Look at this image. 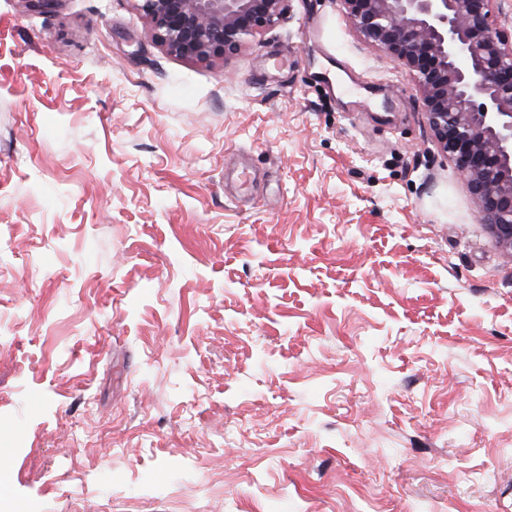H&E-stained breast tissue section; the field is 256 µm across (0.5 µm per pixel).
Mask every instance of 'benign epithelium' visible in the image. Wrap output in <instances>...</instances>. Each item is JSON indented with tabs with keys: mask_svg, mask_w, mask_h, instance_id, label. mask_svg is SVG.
I'll return each instance as SVG.
<instances>
[{
	"mask_svg": "<svg viewBox=\"0 0 512 512\" xmlns=\"http://www.w3.org/2000/svg\"><path fill=\"white\" fill-rule=\"evenodd\" d=\"M152 38L200 62L237 54L288 0H132ZM363 40L408 70L439 150L465 180L479 221L512 254V43L492 0H342Z\"/></svg>",
	"mask_w": 512,
	"mask_h": 512,
	"instance_id": "benign-epithelium-1",
	"label": "benign epithelium"
}]
</instances>
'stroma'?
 <instances>
[{
	"instance_id": "stroma-1",
	"label": "stroma",
	"mask_w": 512,
	"mask_h": 512,
	"mask_svg": "<svg viewBox=\"0 0 512 512\" xmlns=\"http://www.w3.org/2000/svg\"><path fill=\"white\" fill-rule=\"evenodd\" d=\"M0 512H512V255L341 0L231 59L0 0Z\"/></svg>"
}]
</instances>
